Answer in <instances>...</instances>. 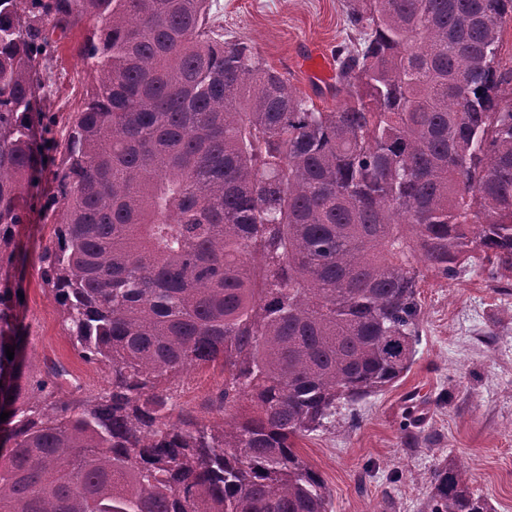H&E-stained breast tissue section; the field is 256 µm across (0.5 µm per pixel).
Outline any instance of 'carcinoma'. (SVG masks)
Returning <instances> with one entry per match:
<instances>
[{
	"label": "carcinoma",
	"instance_id": "obj_1",
	"mask_svg": "<svg viewBox=\"0 0 512 512\" xmlns=\"http://www.w3.org/2000/svg\"><path fill=\"white\" fill-rule=\"evenodd\" d=\"M345 17L346 99L323 112L224 42L209 0H0V512H330L295 439L410 370L419 281L477 257L512 284V0ZM77 25L94 76L59 144L40 65ZM45 148L41 280L111 373L80 397L32 364L20 317L15 234ZM210 366L219 420L173 415ZM429 483L426 512H491L455 464Z\"/></svg>",
	"mask_w": 512,
	"mask_h": 512
}]
</instances>
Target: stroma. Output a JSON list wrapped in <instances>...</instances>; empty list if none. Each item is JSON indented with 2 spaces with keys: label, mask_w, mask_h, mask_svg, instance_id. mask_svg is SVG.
Here are the masks:
<instances>
[{
  "label": "stroma",
  "mask_w": 512,
  "mask_h": 512,
  "mask_svg": "<svg viewBox=\"0 0 512 512\" xmlns=\"http://www.w3.org/2000/svg\"><path fill=\"white\" fill-rule=\"evenodd\" d=\"M345 0H210V24L226 42L247 44L284 73L317 107L343 102L336 72L313 76L304 60L322 54L332 65L348 43ZM77 26L57 38L43 93L61 135L93 73L78 49ZM55 168L44 161L24 193L28 221L17 240L25 258L22 282L28 353L36 364L64 367L63 387L98 392L111 375L84 360L69 336L66 315L40 277L39 255L54 226L45 210ZM423 322L415 361L394 387L340 408L336 420L297 441L302 458L328 487L333 512H425L429 473L454 460L493 512H512V293L475 272L453 281L425 279ZM224 384L220 369L189 370L174 393L177 408L207 417Z\"/></svg>",
  "instance_id": "obj_1"
}]
</instances>
